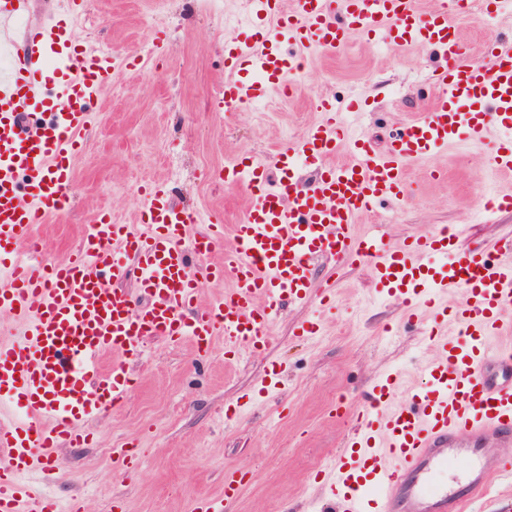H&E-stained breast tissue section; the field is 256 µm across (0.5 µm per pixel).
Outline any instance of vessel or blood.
I'll use <instances>...</instances> for the list:
<instances>
[{
    "label": "vessel or blood",
    "instance_id": "obj_1",
    "mask_svg": "<svg viewBox=\"0 0 512 512\" xmlns=\"http://www.w3.org/2000/svg\"><path fill=\"white\" fill-rule=\"evenodd\" d=\"M28 0H0V49L14 45ZM265 20L253 40L227 45V107H240L284 86L305 54L335 53L353 33L384 38L392 48L443 49L447 65L429 78L436 90L426 113L407 122L387 151L345 140V124L328 100L323 119L280 150L276 175L253 158L225 167L226 183L248 195L245 219L224 249L221 217L204 231L178 208L162 185L146 192L136 224L99 215L64 262L32 261L21 252L37 225L65 212L72 162L84 145L88 103L111 80V56L70 44L65 30L45 23L25 33V64L0 70V312L25 325L21 340L0 344V395L15 400L23 417L0 419V512H60L57 503L27 484L34 466L60 442L77 445L80 423L110 412L133 385L128 364L151 338H193L206 345L223 337L233 348L267 346L284 303L314 295L315 259L368 262L379 293L408 311L436 308L428 328L436 357L424 369L409 403L390 405L391 376L374 382L365 406L339 403L351 424L343 450L326 469L340 512H469L483 501L490 476L512 477V460L490 455L485 443L512 442V348L495 337L512 335V264L459 247V229L412 236L399 247L381 237L356 236L357 216L406 191L405 162L449 145L496 133L498 170L512 173V40L488 42L484 63L471 62L447 8L422 12L418 0H251ZM349 148L350 161L334 157ZM313 172L296 183L298 163ZM223 251L216 264L210 256ZM448 255L447 265L426 262ZM146 302L132 306L119 289L130 272ZM232 274L222 300L201 307L206 283ZM462 299L447 302L450 291ZM458 338L444 332L448 323ZM111 354L101 370L99 358Z\"/></svg>",
    "mask_w": 512,
    "mask_h": 512
}]
</instances>
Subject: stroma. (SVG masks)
<instances>
[{"label": "stroma", "instance_id": "obj_1", "mask_svg": "<svg viewBox=\"0 0 512 512\" xmlns=\"http://www.w3.org/2000/svg\"><path fill=\"white\" fill-rule=\"evenodd\" d=\"M242 8L243 0H222L215 12L204 0H85L77 18L61 0H30L26 24L58 21L73 44L108 48L116 64L93 99L71 203L33 231L42 254L67 260L104 212L139 223L143 191L155 182L200 220L238 223L246 198L225 183V166L241 156L273 164L280 148L321 120L320 98L379 155L425 113L421 88L443 66L442 52H394L385 40L356 34L335 54L308 55L288 78L291 96L274 89L260 109L224 111V41L255 31ZM454 17L473 62H483L487 42L512 38V19L484 15L475 0H464ZM495 148L488 136L408 162L407 198L360 215L357 234L379 232L396 246L459 226L465 250L512 236V210L475 218L486 192L512 186L494 164ZM314 269L316 287L332 288L333 306L315 299L284 306L265 349L237 357L220 339L207 352L186 340H148L130 364L135 385L124 403L87 423L86 443L61 444L51 466L35 473L37 485L83 512H192L202 498L223 500V512H329L334 503L317 473L346 440L337 402H358L380 375L396 372L390 403H407L434 347L401 306L376 292L369 265L318 260ZM305 319L320 322L318 335H295ZM271 370L281 374L279 389L259 391ZM116 448L129 450L130 464L113 456ZM228 469L246 475L230 499Z\"/></svg>", "mask_w": 512, "mask_h": 512}]
</instances>
